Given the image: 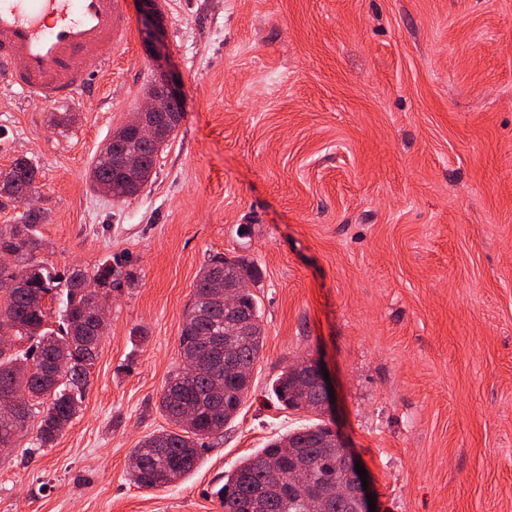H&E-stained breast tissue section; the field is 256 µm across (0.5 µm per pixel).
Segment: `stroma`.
Listing matches in <instances>:
<instances>
[{"label":"stroma","instance_id":"stroma-1","mask_svg":"<svg viewBox=\"0 0 512 512\" xmlns=\"http://www.w3.org/2000/svg\"><path fill=\"white\" fill-rule=\"evenodd\" d=\"M88 98L0 83V173L37 166V260L123 275L79 411L0 448V512H222L224 474L310 424L271 384L314 359L326 422L375 512H512V0H158ZM185 117L127 199L88 172L158 69ZM245 256L265 331L251 390L192 473L142 489L132 453L201 269ZM139 3L141 10L145 17V22L149 26V37H148V43L151 45V47L156 50V43L159 42L160 38L159 35L162 34L163 29V18H160L156 13V4L157 1L152 0H137Z\"/></svg>","mask_w":512,"mask_h":512}]
</instances>
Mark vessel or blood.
Masks as SVG:
<instances>
[{"label":"vessel or blood","mask_w":512,"mask_h":512,"mask_svg":"<svg viewBox=\"0 0 512 512\" xmlns=\"http://www.w3.org/2000/svg\"><path fill=\"white\" fill-rule=\"evenodd\" d=\"M130 22L126 0H0V78L37 105L93 96Z\"/></svg>","instance_id":"obj_1"}]
</instances>
